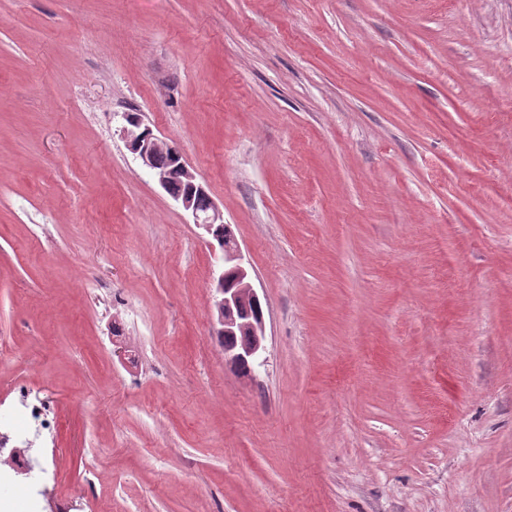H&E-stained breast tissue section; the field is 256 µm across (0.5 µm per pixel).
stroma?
I'll return each instance as SVG.
<instances>
[{"instance_id":"35a3bbf8","label":"stroma","mask_w":512,"mask_h":512,"mask_svg":"<svg viewBox=\"0 0 512 512\" xmlns=\"http://www.w3.org/2000/svg\"><path fill=\"white\" fill-rule=\"evenodd\" d=\"M1 341L59 427L0 512H512V0H0ZM124 119L127 125H124L120 132L131 153L135 155V158L141 162L145 169L153 172L159 186L192 218L190 224H195L196 227L204 230L209 237H212L215 226L224 224L223 215L215 202H211L210 208L204 212L198 210L194 203V192H197V194L207 193L204 187L197 182L186 161L182 159L174 147L156 136L148 126L143 125L139 115L127 113L124 114ZM167 150L175 152L180 158V162L167 170L155 171L156 157ZM173 181L187 182L192 187L193 192L184 195L170 194L168 189ZM224 255V265L212 273V288L214 290V308L216 309L215 326L217 333L224 336H235L239 331H247L249 339L240 344V335L236 338H222L223 343H237L240 346L224 347V356L231 364L246 363L253 369L265 364V322L264 316L248 323L238 322L234 309L240 305L260 302L256 289L253 287L248 270L244 263V255L238 243L231 237L220 247ZM230 271L235 275L236 288H226L225 278Z\"/></svg>"}]
</instances>
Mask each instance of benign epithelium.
<instances>
[{"instance_id": "7a95c632", "label": "benign epithelium", "mask_w": 512, "mask_h": 512, "mask_svg": "<svg viewBox=\"0 0 512 512\" xmlns=\"http://www.w3.org/2000/svg\"><path fill=\"white\" fill-rule=\"evenodd\" d=\"M126 125L121 128L131 153L135 155L142 166L153 172L154 178L163 190H168L173 181L188 183L193 192L184 195H174L172 199L192 218L196 227L212 235L216 226L224 224V218L216 203L204 212L198 210L194 203V193H205L204 187L197 182L185 160H180L174 167L163 171L154 170L156 157L174 147L160 139L153 130L143 124L139 115L127 113L124 115ZM224 255V265L212 273V288L214 290V308L216 309L217 333L224 336H234L240 331H246L249 339L234 347L224 348V356L230 363H245L250 367H261L265 364V322L264 317L255 321L242 323L236 320L234 309L240 305L260 302L256 289L253 287L248 270L244 263V255L238 243L230 238L221 247Z\"/></svg>"}]
</instances>
